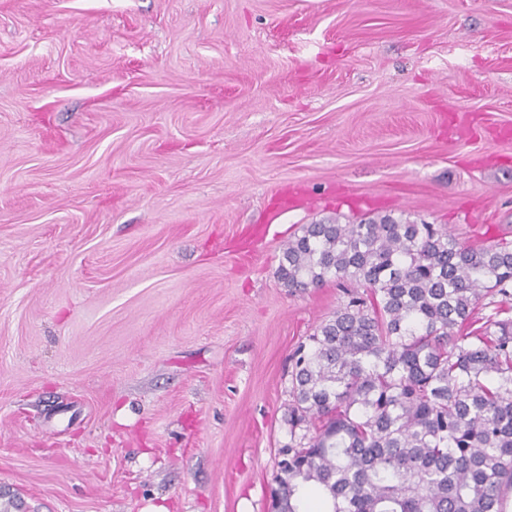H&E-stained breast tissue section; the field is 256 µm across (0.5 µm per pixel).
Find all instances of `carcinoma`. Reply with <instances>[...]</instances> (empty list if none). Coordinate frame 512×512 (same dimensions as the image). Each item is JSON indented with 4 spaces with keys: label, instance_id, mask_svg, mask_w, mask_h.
<instances>
[{
    "label": "carcinoma",
    "instance_id": "carcinoma-1",
    "mask_svg": "<svg viewBox=\"0 0 512 512\" xmlns=\"http://www.w3.org/2000/svg\"><path fill=\"white\" fill-rule=\"evenodd\" d=\"M290 290L365 288L294 352L288 465L269 509L507 512L512 318L464 331L490 294L512 298V244L465 245L404 215L327 219L288 241Z\"/></svg>",
    "mask_w": 512,
    "mask_h": 512
}]
</instances>
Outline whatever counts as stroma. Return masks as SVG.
<instances>
[{
    "mask_svg": "<svg viewBox=\"0 0 512 512\" xmlns=\"http://www.w3.org/2000/svg\"><path fill=\"white\" fill-rule=\"evenodd\" d=\"M390 211L512 242V0H0V512H267L283 248Z\"/></svg>",
    "mask_w": 512,
    "mask_h": 512,
    "instance_id": "obj_1",
    "label": "stroma"
}]
</instances>
